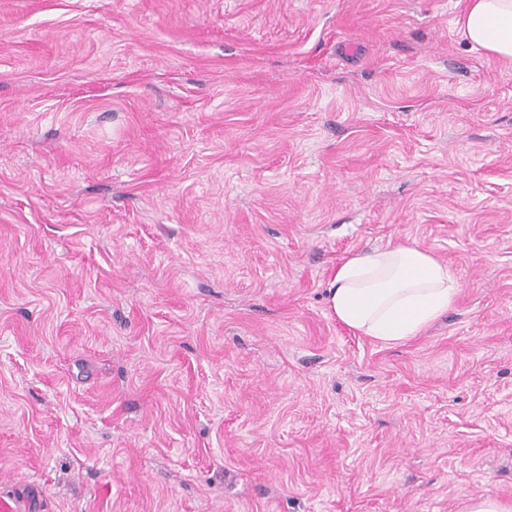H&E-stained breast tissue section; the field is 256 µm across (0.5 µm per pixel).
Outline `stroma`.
Listing matches in <instances>:
<instances>
[{
  "mask_svg": "<svg viewBox=\"0 0 512 512\" xmlns=\"http://www.w3.org/2000/svg\"><path fill=\"white\" fill-rule=\"evenodd\" d=\"M457 0H0V501L512 505V61ZM395 243L461 291L329 313ZM459 290L448 264L417 246L397 243L346 255L336 266L327 305L349 330L398 344L446 313ZM512 506L489 497H471L463 504L460 512H510Z\"/></svg>",
  "mask_w": 512,
  "mask_h": 512,
  "instance_id": "stroma-1",
  "label": "stroma"
}]
</instances>
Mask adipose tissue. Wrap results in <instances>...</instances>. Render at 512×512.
Segmentation results:
<instances>
[{"instance_id":"1","label":"adipose tissue","mask_w":512,"mask_h":512,"mask_svg":"<svg viewBox=\"0 0 512 512\" xmlns=\"http://www.w3.org/2000/svg\"><path fill=\"white\" fill-rule=\"evenodd\" d=\"M461 26L472 45L512 60V0H465ZM459 290L450 266L397 243L346 255L333 274L327 305L349 330L398 344L446 313Z\"/></svg>"}]
</instances>
